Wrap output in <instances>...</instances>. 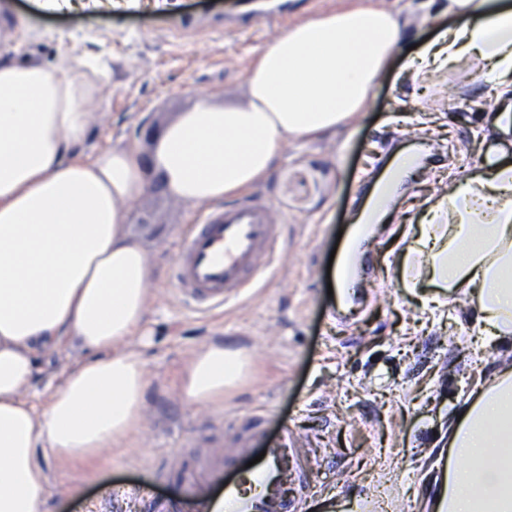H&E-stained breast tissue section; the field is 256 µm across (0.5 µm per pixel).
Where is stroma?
<instances>
[{"label": "stroma", "instance_id": "stroma-1", "mask_svg": "<svg viewBox=\"0 0 512 512\" xmlns=\"http://www.w3.org/2000/svg\"><path fill=\"white\" fill-rule=\"evenodd\" d=\"M378 2L398 12L401 48L368 112L320 139L284 145L252 188L272 203L279 239L270 268L241 301L202 313L177 296L171 268L204 207L156 189L129 203L125 230L155 270L142 333L116 345L143 365L140 419L119 447L102 450L97 467L41 456L47 480L38 512H151L152 499L180 494L176 482L159 479L160 465L206 456V440L256 409L269 411L271 431L285 427L303 440L306 512L355 502L370 512H424L415 494L424 452L446 432L461 395L493 367L512 364V340L486 336L468 304L437 309L425 289L405 288L400 249L449 178L477 171L491 96L475 65L419 75L408 67L411 46L434 37L424 17L446 0ZM297 11L291 0H168L158 9L75 0L46 13L33 0H0V53L53 70L98 60L100 91L76 157L132 146L146 163L165 128L198 101L246 103L253 60ZM415 137L439 159L404 178L367 245L362 313L329 321L327 267L339 231L358 216L356 190L383 178L387 154L407 153ZM211 344L247 353L251 371L223 401H194L181 373ZM90 356L75 342L37 350L24 397L45 405Z\"/></svg>", "mask_w": 512, "mask_h": 512}]
</instances>
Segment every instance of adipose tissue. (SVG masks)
<instances>
[{
  "mask_svg": "<svg viewBox=\"0 0 512 512\" xmlns=\"http://www.w3.org/2000/svg\"><path fill=\"white\" fill-rule=\"evenodd\" d=\"M454 24L417 53L416 70L480 64L498 111L482 173L450 180L401 259L408 288L437 303L469 302L490 336L512 339V0H448ZM397 12L377 0L295 22L256 58L242 107L206 101L169 124L150 165L131 147L73 160L97 85L36 63L0 60V512H37L38 459L92 465L140 416L142 363L112 345L141 327L153 270L124 231L126 203L160 181L197 206L242 194L270 174L281 144L316 139L367 110L396 52ZM77 340L96 351L43 408L22 396L37 349ZM242 351L208 345L185 392L223 399L248 373ZM440 450L444 475L425 471L426 512H512V365L460 399Z\"/></svg>",
  "mask_w": 512,
  "mask_h": 512,
  "instance_id": "adipose-tissue-1",
  "label": "adipose tissue"
}]
</instances>
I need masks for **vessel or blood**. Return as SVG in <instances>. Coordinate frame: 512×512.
<instances>
[{
  "instance_id": "1",
  "label": "vessel or blood",
  "mask_w": 512,
  "mask_h": 512,
  "mask_svg": "<svg viewBox=\"0 0 512 512\" xmlns=\"http://www.w3.org/2000/svg\"><path fill=\"white\" fill-rule=\"evenodd\" d=\"M390 181L380 182L361 224L353 229L336 257V306L345 315L362 301L356 256L385 208ZM278 241L271 205L255 198L232 207H209L182 241L172 278L181 300L208 311L240 299L269 263ZM263 411L252 412L240 437L232 439L218 461L224 481L218 491H200L189 509L159 501L154 512H300L304 463L297 434L263 427Z\"/></svg>"
}]
</instances>
